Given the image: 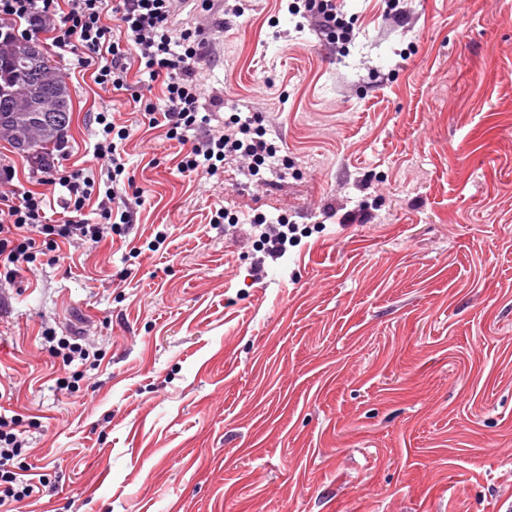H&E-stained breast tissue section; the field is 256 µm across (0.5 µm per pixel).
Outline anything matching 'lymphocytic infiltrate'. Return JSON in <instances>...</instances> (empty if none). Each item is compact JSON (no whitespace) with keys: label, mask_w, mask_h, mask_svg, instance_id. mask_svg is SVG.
<instances>
[{"label":"lymphocytic infiltrate","mask_w":512,"mask_h":512,"mask_svg":"<svg viewBox=\"0 0 512 512\" xmlns=\"http://www.w3.org/2000/svg\"><path fill=\"white\" fill-rule=\"evenodd\" d=\"M173 0H0V21L26 23L29 31L46 33L52 47L76 55L80 70L94 73V82L104 89L126 91L138 104L149 129H159L165 138L183 147L177 169L183 174H215L221 163L244 159L245 173L253 177L260 169L279 162L277 145L268 140L259 115H231L218 135L189 138L200 124L204 108H220L221 97L201 103L195 68L205 44L198 30L176 27ZM291 14H304L328 31L332 40H349L350 34L336 11L334 0H290ZM138 67L150 80H163V105L134 93L129 70ZM98 141L87 170H74L49 162L40 168L32 188L17 185L0 190V276L12 280L16 273L35 263L39 253L73 242L93 248L107 233H121L132 223L134 209L144 202V191L135 187L129 200H121L118 186L126 167L121 147L131 131L117 124L111 109L97 113ZM58 192L61 217L53 221L45 208L50 192ZM96 203L98 223H86L82 212ZM259 228L258 248L264 255L282 257L298 240L297 225L285 219L267 220L255 215ZM25 443L18 416L7 415L0 405V512L30 498L45 485L46 474H33L25 459Z\"/></svg>","instance_id":"lymphocytic-infiltrate-1"}]
</instances>
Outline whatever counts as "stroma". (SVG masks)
Listing matches in <instances>:
<instances>
[{
  "mask_svg": "<svg viewBox=\"0 0 512 512\" xmlns=\"http://www.w3.org/2000/svg\"><path fill=\"white\" fill-rule=\"evenodd\" d=\"M336 0L339 49L278 0H213L202 99L261 113L256 184L176 169L125 95L68 75L70 149L132 135L125 235L0 285V391L48 482L18 512H505L512 504V0ZM231 209L236 226L211 223ZM310 236L254 272L256 213ZM164 243L150 250L157 232ZM87 334L57 389L43 329Z\"/></svg>",
  "mask_w": 512,
  "mask_h": 512,
  "instance_id": "1",
  "label": "stroma"
}]
</instances>
